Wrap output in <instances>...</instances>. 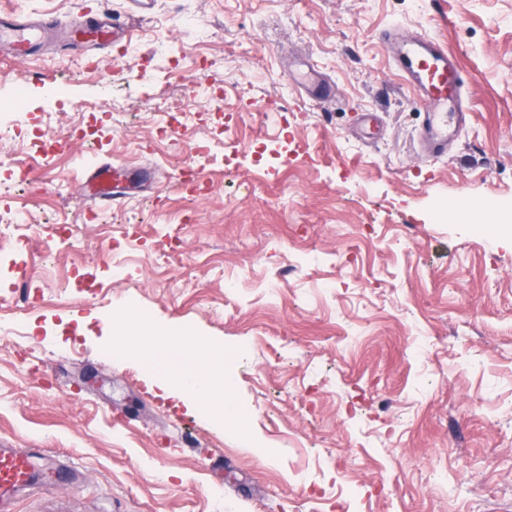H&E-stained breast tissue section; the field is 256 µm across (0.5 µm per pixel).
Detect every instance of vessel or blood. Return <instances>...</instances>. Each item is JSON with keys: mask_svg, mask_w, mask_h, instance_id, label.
<instances>
[{"mask_svg": "<svg viewBox=\"0 0 512 512\" xmlns=\"http://www.w3.org/2000/svg\"><path fill=\"white\" fill-rule=\"evenodd\" d=\"M54 32L62 47H81L92 57L103 48L129 44V25L107 16L85 15L59 25L52 18L24 14L0 15V59L25 62L42 48L41 33ZM383 48L402 79L411 87L423 116L418 131L422 153L438 159L448 152L449 128L465 125L467 78L456 57L431 35L418 32L404 37L392 25L380 34ZM303 85L312 100L327 102L336 96L335 81L307 61ZM142 174L107 164L91 167L85 179L86 198L96 208L120 203L145 185ZM77 467L46 448H0V512H12L14 499L60 480H75Z\"/></svg>", "mask_w": 512, "mask_h": 512, "instance_id": "obj_1", "label": "vessel or blood"}]
</instances>
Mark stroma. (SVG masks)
Listing matches in <instances>:
<instances>
[{"instance_id":"1","label":"stroma","mask_w":512,"mask_h":512,"mask_svg":"<svg viewBox=\"0 0 512 512\" xmlns=\"http://www.w3.org/2000/svg\"><path fill=\"white\" fill-rule=\"evenodd\" d=\"M127 0H0L66 22ZM191 13L200 45L176 19ZM397 23L454 53L471 120L440 159L375 34ZM164 38L212 67L170 71ZM313 55L334 101L291 92ZM77 50L37 71L21 111L84 135L46 166L0 139V210L33 226L0 259V443L48 448L78 483L16 512H512V0H154L126 55ZM224 91L159 141L153 106ZM90 101L98 111L73 107ZM225 138V158L194 147ZM98 162L150 171L145 191L85 222ZM236 279L235 292L224 282ZM237 350L227 365L258 452L212 416L159 397L138 357L110 353L113 319Z\"/></svg>"}]
</instances>
